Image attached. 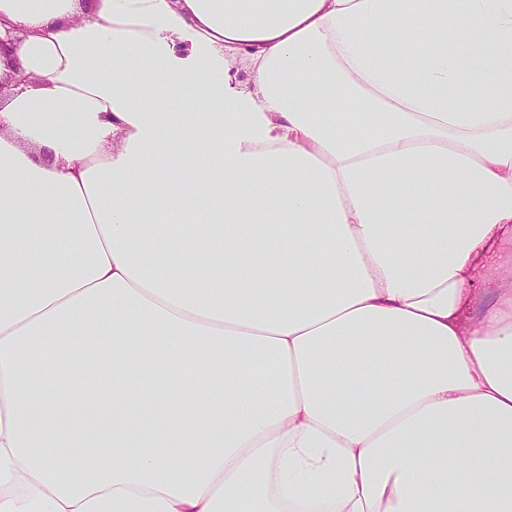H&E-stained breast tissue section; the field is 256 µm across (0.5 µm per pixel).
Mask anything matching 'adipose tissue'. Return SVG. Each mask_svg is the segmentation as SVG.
I'll use <instances>...</instances> for the list:
<instances>
[{"label": "adipose tissue", "instance_id": "obj_1", "mask_svg": "<svg viewBox=\"0 0 512 512\" xmlns=\"http://www.w3.org/2000/svg\"><path fill=\"white\" fill-rule=\"evenodd\" d=\"M0 38V512H512V0H0Z\"/></svg>", "mask_w": 512, "mask_h": 512}]
</instances>
